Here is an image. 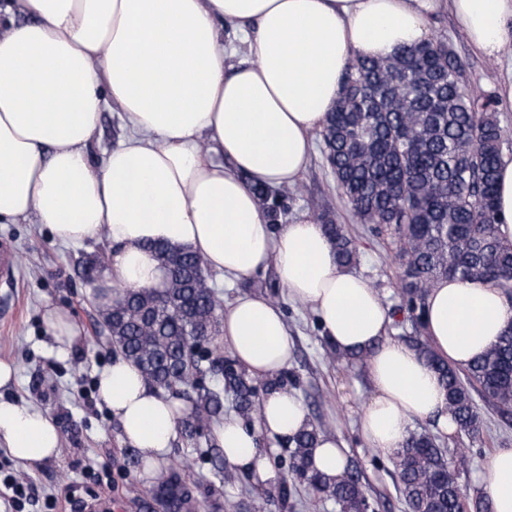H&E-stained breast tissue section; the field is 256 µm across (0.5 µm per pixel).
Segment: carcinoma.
<instances>
[{
    "instance_id": "carcinoma-1",
    "label": "carcinoma",
    "mask_w": 512,
    "mask_h": 512,
    "mask_svg": "<svg viewBox=\"0 0 512 512\" xmlns=\"http://www.w3.org/2000/svg\"><path fill=\"white\" fill-rule=\"evenodd\" d=\"M321 136L326 164L353 217L394 230L403 267L401 292L417 319L430 288L441 279L491 284L512 296V244L495 234L502 155L496 102L469 92L465 67L448 42L429 38L387 58L353 60ZM258 194L271 223H278L285 192L272 196L260 189ZM311 210L332 239L339 265L357 264L359 253L327 204L313 201ZM150 249L166 268L165 288L125 291L117 304L97 311L108 342L148 383L176 396L181 388L195 393L182 430L192 440L209 443L211 426L225 412L250 418L257 385L215 344L220 300L201 259L162 243ZM413 347L445 383L458 432L480 434L474 390L501 413L512 412L511 327L463 370L442 361L426 341ZM210 356L224 364L210 367L212 381L206 386L198 373ZM323 433L322 425L310 423L286 441L291 473L308 485L314 500H331L340 512H366L357 470L340 481L311 470V451ZM394 459L408 512H466L469 507L492 512L486 496L467 502L455 480L454 472L468 463L465 451L450 459L435 436L411 433ZM186 469L175 463L161 466L146 503L149 512H199L203 500L213 512L224 510L219 488L187 478Z\"/></svg>"
}]
</instances>
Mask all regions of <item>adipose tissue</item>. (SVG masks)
Returning a JSON list of instances; mask_svg holds the SVG:
<instances>
[{"label": "adipose tissue", "instance_id": "obj_1", "mask_svg": "<svg viewBox=\"0 0 512 512\" xmlns=\"http://www.w3.org/2000/svg\"><path fill=\"white\" fill-rule=\"evenodd\" d=\"M442 13L489 60L512 42V0H0V224L31 219L66 244L107 238L100 305L124 289L164 287L154 242L191 249L228 282L274 268L329 343L363 354L368 447L394 455L415 419L453 436L443 383L390 337L392 315L368 279L338 267L317 221L274 229L256 193L293 186L305 172L353 59L426 40ZM20 14L31 22L17 23ZM108 108L125 133L100 160L94 135ZM497 211L496 233L512 244L508 154ZM219 322L221 344L251 377L288 368L295 342L272 298L239 294ZM423 326L435 352L464 369L512 327V300L491 285L443 279L426 297ZM97 393L123 441L158 463L184 404L121 358L99 373ZM309 422L302 400L280 386L266 392L257 425L229 413L211 438L228 464L266 486L276 472L260 438L285 440ZM61 438L47 413L0 398V447L19 462L56 459ZM348 462L333 433L311 453L329 478H342ZM482 483L493 512H512V447L495 450Z\"/></svg>", "mask_w": 512, "mask_h": 512}]
</instances>
